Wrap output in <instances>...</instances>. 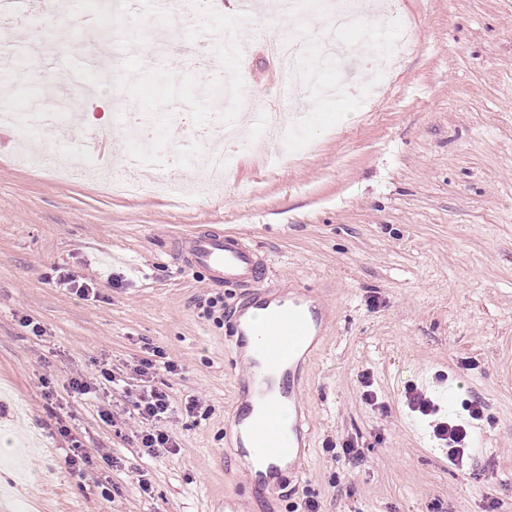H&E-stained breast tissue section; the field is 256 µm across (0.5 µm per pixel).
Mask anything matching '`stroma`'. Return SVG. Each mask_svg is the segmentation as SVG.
Here are the masks:
<instances>
[{
	"instance_id": "1",
	"label": "stroma",
	"mask_w": 512,
	"mask_h": 512,
	"mask_svg": "<svg viewBox=\"0 0 512 512\" xmlns=\"http://www.w3.org/2000/svg\"><path fill=\"white\" fill-rule=\"evenodd\" d=\"M272 23L313 40L325 33L317 5L288 19L256 16L247 61L207 46L223 74L251 79L260 102L234 105L238 160L221 189L192 201L113 195L101 172L127 151L100 122L118 108L113 79L74 91L82 56L43 21L54 87L83 104L64 143L76 171L66 182L21 161L15 130L0 129V443L24 447L14 469L0 452V487L24 482L55 512H224L225 498L243 494L242 464L224 436L235 388L227 321L206 313L208 299L223 297L229 309L240 292L184 271L170 247L214 228L264 252L269 285H305L330 309L304 371L305 466L246 500L245 512H292L308 496L322 512H512V0H389L381 11L366 0L346 34L357 49L353 76L322 62L311 84L289 92L263 78L272 63L262 34ZM382 24L410 41L383 91L368 62ZM100 51L131 75L125 109L171 113L174 130L207 124L211 86L194 68L170 76L136 42L106 39ZM371 92L377 103L367 112ZM40 93V84L0 73V113L25 111ZM274 104L310 116L295 141L299 157L277 168L246 150L259 137L256 108ZM92 136L112 143L105 159L83 154ZM59 270L93 280L96 299L54 287ZM25 316L44 335L21 327ZM148 345L179 366L153 378L174 406V455H147L126 426L100 417L107 405L131 410L133 368ZM104 366L120 387L99 379ZM77 370L97 380L96 393L78 400L68 391ZM421 371L463 380L466 397L484 404L458 464L444 441L411 425L409 391ZM192 396L204 403L193 417L184 410ZM62 422L92 456L88 478L68 472ZM347 440L359 467L330 450ZM103 448L120 467L102 460ZM101 481L111 500L101 499Z\"/></svg>"
}]
</instances>
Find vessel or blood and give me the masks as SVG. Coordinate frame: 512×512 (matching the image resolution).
Listing matches in <instances>:
<instances>
[{
	"instance_id": "b4317fda",
	"label": "vessel or blood",
	"mask_w": 512,
	"mask_h": 512,
	"mask_svg": "<svg viewBox=\"0 0 512 512\" xmlns=\"http://www.w3.org/2000/svg\"><path fill=\"white\" fill-rule=\"evenodd\" d=\"M185 269L204 272L210 283L243 288V301L231 316L224 342L227 363L248 358L247 376L237 378L228 431L232 452L244 459L242 479L251 494L266 492L279 480V465L300 455L303 446L301 351L312 349L327 323L309 292H284L266 283V257L239 236L199 231L174 242ZM415 380L435 390L449 408L460 403L462 387L421 372Z\"/></svg>"
}]
</instances>
